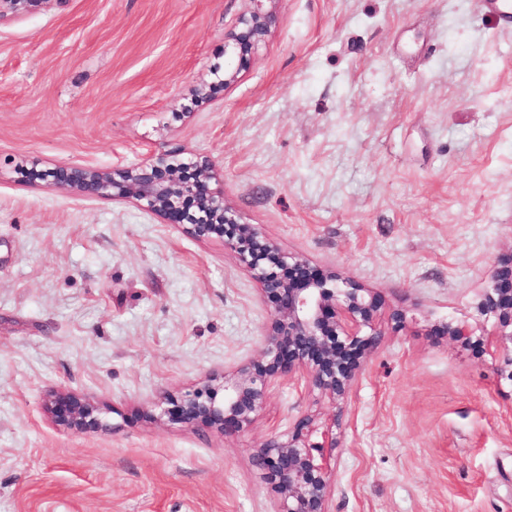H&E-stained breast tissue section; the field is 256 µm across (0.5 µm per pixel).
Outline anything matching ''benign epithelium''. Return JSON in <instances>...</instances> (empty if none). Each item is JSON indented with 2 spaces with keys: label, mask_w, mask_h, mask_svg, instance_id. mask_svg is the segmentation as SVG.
<instances>
[{
  "label": "benign epithelium",
  "mask_w": 512,
  "mask_h": 512,
  "mask_svg": "<svg viewBox=\"0 0 512 512\" xmlns=\"http://www.w3.org/2000/svg\"><path fill=\"white\" fill-rule=\"evenodd\" d=\"M49 0H0V17L29 14ZM249 7L224 34V76L199 89L210 98L232 85L278 21L276 0H248ZM187 175L170 154H156L119 170L59 165L37 170L52 190L86 198L131 199L164 224L183 227L195 239H221L236 252L271 306L260 358L232 374L211 376L191 391L164 397L161 416L220 433L243 432L259 415L270 388L297 377L332 401L344 399L368 352L381 339V301L355 282H339L307 261L281 253L253 227L224 206V189L206 156L188 157ZM494 319L495 339L510 352L497 367L512 384V256L500 262L477 305ZM439 333L462 344L473 336L466 323H445ZM53 422L76 431L105 430L101 408L71 392H57L45 404ZM331 428L319 430L310 417L272 434L255 452V462L273 492V512H327L332 460Z\"/></svg>",
  "instance_id": "benign-epithelium-1"
}]
</instances>
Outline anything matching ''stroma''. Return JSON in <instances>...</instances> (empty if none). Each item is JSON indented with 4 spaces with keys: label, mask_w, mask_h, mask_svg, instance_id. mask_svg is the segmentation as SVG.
I'll use <instances>...</instances> for the list:
<instances>
[{
    "label": "stroma",
    "mask_w": 512,
    "mask_h": 512,
    "mask_svg": "<svg viewBox=\"0 0 512 512\" xmlns=\"http://www.w3.org/2000/svg\"><path fill=\"white\" fill-rule=\"evenodd\" d=\"M247 7L0 17V512H272L253 453L306 415L336 435L328 512H512V385L475 311L512 254V25L480 0H277L236 82L194 102ZM160 152L208 156L241 223L405 310L345 400L284 379L242 433L156 419L260 356L258 283L222 241L18 167ZM56 391L108 429L56 426Z\"/></svg>",
    "instance_id": "1"
}]
</instances>
